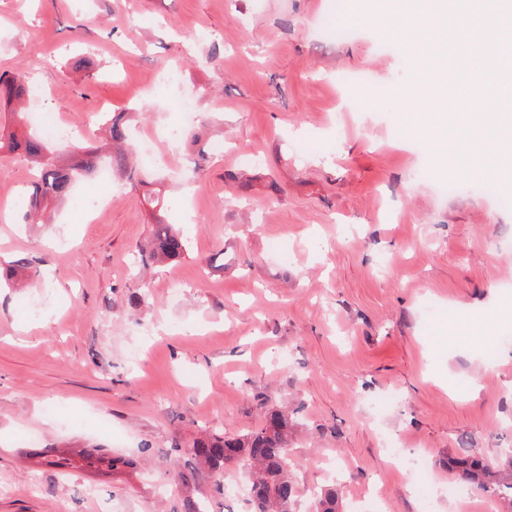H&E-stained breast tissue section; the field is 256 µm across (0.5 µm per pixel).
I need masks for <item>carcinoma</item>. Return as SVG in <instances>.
I'll return each mask as SVG.
<instances>
[{
  "mask_svg": "<svg viewBox=\"0 0 512 512\" xmlns=\"http://www.w3.org/2000/svg\"><path fill=\"white\" fill-rule=\"evenodd\" d=\"M0 99L12 103H30L32 89L25 68L16 66L0 74ZM27 112L13 110L10 122H0V155L24 152L39 165L36 180L32 182L25 220L52 212L73 195L80 177H92L99 165L98 151L82 150L77 167L63 168L57 161L55 150L45 141L34 137L28 130ZM112 142L117 144L110 156L112 169L137 185L142 183V172L132 163L133 146L123 147L128 140L127 129L119 117L108 122ZM187 250V241L170 224L152 226L151 237L140 251V262L148 266L157 262L175 261ZM32 259L20 256L0 268V284L15 286L25 278ZM291 424L288 416L268 411L262 426L236 437L212 433L198 440L192 455L203 467L224 476L232 469H242L249 478L248 504L251 512H295L296 486L291 475L292 463L288 458ZM505 462L473 456H451L448 470L461 480L481 487L496 498L500 512H512V448L504 449ZM38 465L57 469L69 465L67 458L53 448L38 454ZM339 493L330 488L315 495L312 512H339Z\"/></svg>",
  "mask_w": 512,
  "mask_h": 512,
  "instance_id": "carcinoma-1",
  "label": "carcinoma"
}]
</instances>
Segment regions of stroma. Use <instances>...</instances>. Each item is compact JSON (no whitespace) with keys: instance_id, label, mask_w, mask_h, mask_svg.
<instances>
[{"instance_id":"obj_1","label":"stroma","mask_w":512,"mask_h":512,"mask_svg":"<svg viewBox=\"0 0 512 512\" xmlns=\"http://www.w3.org/2000/svg\"><path fill=\"white\" fill-rule=\"evenodd\" d=\"M375 14L372 0H0V73L24 65L73 129L62 161L69 142L107 149L93 114L125 113L137 140L180 132L147 184L84 180L46 224L17 207L35 164L0 158V262L39 270L0 288V512H181L189 492L247 512L211 471L190 491L176 472L204 431L244 434L267 408L293 423L296 512L334 484L336 456L355 466L342 512L492 505L473 485L456 500L444 462L512 448V210L495 206L512 180L433 172L428 144L403 140L410 61ZM161 66L197 97L191 116ZM451 178L462 193L441 192ZM159 220L188 254L136 272ZM389 438L425 466L389 458ZM52 446L66 474L36 471ZM83 450L128 464L83 469Z\"/></svg>"}]
</instances>
